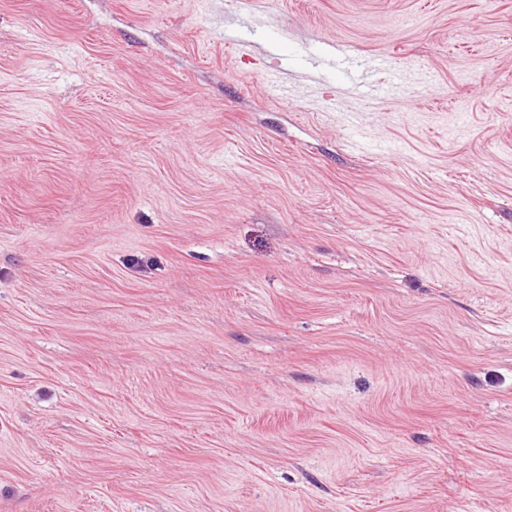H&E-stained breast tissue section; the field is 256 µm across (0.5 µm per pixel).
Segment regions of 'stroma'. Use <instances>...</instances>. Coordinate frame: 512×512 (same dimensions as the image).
<instances>
[{"label":"stroma","instance_id":"obj_1","mask_svg":"<svg viewBox=\"0 0 512 512\" xmlns=\"http://www.w3.org/2000/svg\"><path fill=\"white\" fill-rule=\"evenodd\" d=\"M0 512H512V0H0Z\"/></svg>","mask_w":512,"mask_h":512}]
</instances>
